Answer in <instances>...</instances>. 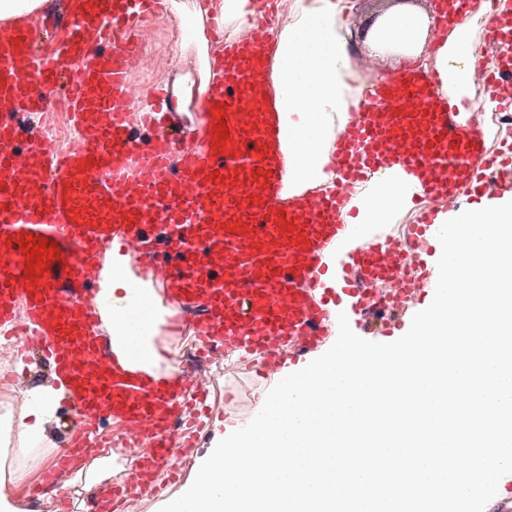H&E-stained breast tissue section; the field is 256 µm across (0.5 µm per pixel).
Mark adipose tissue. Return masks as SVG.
I'll use <instances>...</instances> for the list:
<instances>
[{
    "instance_id": "1",
    "label": "adipose tissue",
    "mask_w": 512,
    "mask_h": 512,
    "mask_svg": "<svg viewBox=\"0 0 512 512\" xmlns=\"http://www.w3.org/2000/svg\"><path fill=\"white\" fill-rule=\"evenodd\" d=\"M297 8V23L279 32L267 55L271 80L265 96L275 121L290 132L286 150L296 160L279 191L285 198L332 179L330 142L334 120L347 117L351 99L347 0H297ZM428 25L427 16L397 9L377 29L376 40L384 48L391 44L413 48L422 40ZM469 53L468 22L460 15L447 40L437 48L434 59L449 99L461 100L468 86ZM421 192L417 179L399 174L376 181L366 192L353 196L349 205L357 210V223L383 224L395 212L411 207ZM127 263L126 256L116 253L101 271L108 283L102 295L113 301L111 312L103 316L102 326L112 343L114 363L144 372L153 379L162 359L153 339L165 312L154 310L138 357H130L124 345L127 324L122 314L132 294Z\"/></svg>"
}]
</instances>
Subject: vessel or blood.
Listing matches in <instances>:
<instances>
[{
	"label": "vessel or blood",
	"mask_w": 512,
	"mask_h": 512,
	"mask_svg": "<svg viewBox=\"0 0 512 512\" xmlns=\"http://www.w3.org/2000/svg\"><path fill=\"white\" fill-rule=\"evenodd\" d=\"M251 6L258 22L244 37L228 41L220 28L209 30V52L226 60L212 57L197 77L205 139L202 150L183 152L164 123L170 87L145 102L130 81L144 58L142 23L158 14V0H58L55 15L0 21V48L13 60L0 68V338L43 356L73 396L64 444L34 490L65 484L104 448L100 431L110 422L121 440L143 448L135 480L94 497V512H115L137 483L161 473L176 479L173 447L194 446L188 433L176 436V423L188 431L206 425L213 383L194 362L162 382L113 365L96 290L99 259L112 244L188 311L183 328L199 359L255 353L262 372L281 379L329 333L322 257L353 232L343 218L352 186L396 166L420 175L437 207L420 215L418 230L432 238L461 212L463 186L488 199L512 192V145L487 148L481 127L441 109L439 77L406 68L374 84L356 123L337 133L332 187L274 194L286 168L255 93L269 74L241 63L265 53L275 0ZM482 44L487 60L474 63L473 81L511 106L512 85L502 76L512 72V10L492 5ZM60 96L71 114V145L56 147L40 127L19 144L18 118ZM30 236L56 245L38 272L26 264ZM351 260L359 277L344 292L362 314L364 334L412 317L409 289L370 292L399 273L403 258L391 241L369 239ZM150 306L143 298L130 313V350Z\"/></svg>",
	"instance_id": "vessel-or-blood-1"
}]
</instances>
